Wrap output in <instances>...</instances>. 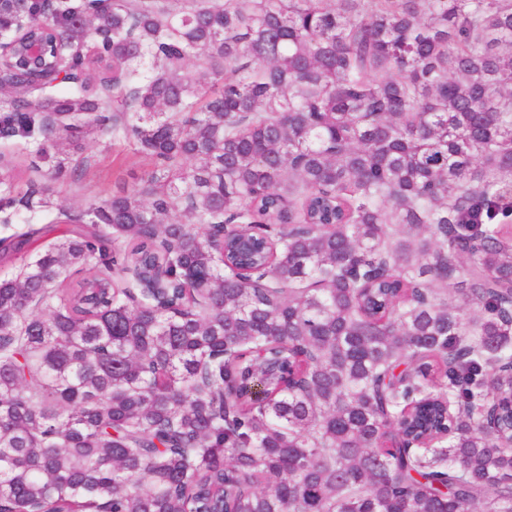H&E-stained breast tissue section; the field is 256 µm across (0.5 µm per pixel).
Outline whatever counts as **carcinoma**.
<instances>
[{"mask_svg": "<svg viewBox=\"0 0 512 512\" xmlns=\"http://www.w3.org/2000/svg\"><path fill=\"white\" fill-rule=\"evenodd\" d=\"M46 18L76 78L3 70L0 134L153 165L0 277V512H512V0Z\"/></svg>", "mask_w": 512, "mask_h": 512, "instance_id": "cac0c4a2", "label": "carcinoma"}]
</instances>
